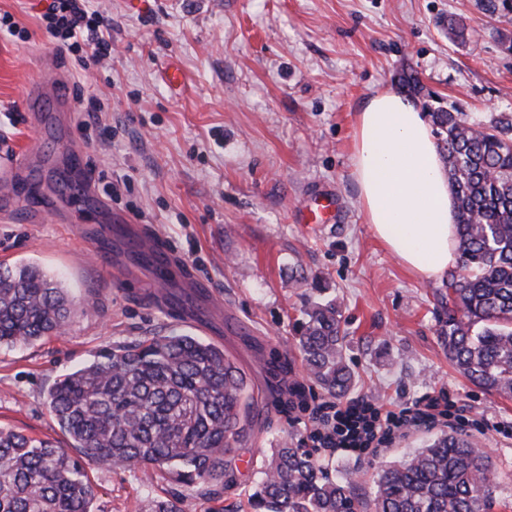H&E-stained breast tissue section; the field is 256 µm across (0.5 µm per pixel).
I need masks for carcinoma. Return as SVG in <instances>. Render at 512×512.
<instances>
[{"mask_svg": "<svg viewBox=\"0 0 512 512\" xmlns=\"http://www.w3.org/2000/svg\"><path fill=\"white\" fill-rule=\"evenodd\" d=\"M456 199L459 263L440 295L448 361L472 382L512 396V114L484 123L430 113ZM73 313L67 289L33 263L0 264V345L59 336ZM307 375L345 395L339 307L312 302L296 327ZM50 412L73 457L0 426V512H93L84 464L159 470L181 484L224 479L226 456L255 411L245 372L224 347L187 335L117 346L59 378ZM491 456L453 432L381 468L371 499L347 476L282 442L248 496L251 512H492Z\"/></svg>", "mask_w": 512, "mask_h": 512, "instance_id": "1", "label": "carcinoma"}]
</instances>
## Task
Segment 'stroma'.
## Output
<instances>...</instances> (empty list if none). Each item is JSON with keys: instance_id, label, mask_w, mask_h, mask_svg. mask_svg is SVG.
<instances>
[{"instance_id": "35a3bbf8", "label": "stroma", "mask_w": 512, "mask_h": 512, "mask_svg": "<svg viewBox=\"0 0 512 512\" xmlns=\"http://www.w3.org/2000/svg\"><path fill=\"white\" fill-rule=\"evenodd\" d=\"M112 26L111 61L81 68L59 50L37 0H0L19 34L0 30V262L39 264L68 289L76 314L56 337L0 346V425L69 448L47 406L62 375L105 349L171 334L223 345L245 372L258 412L220 484L88 467L94 512H138L155 497L182 512H249L265 457L303 428L281 407L308 379L295 328L308 302L336 301L350 396L412 401L446 389L470 409L463 435L496 467L493 512H512V437L479 430L512 421V399L481 389L448 362L440 283L411 274L373 236L353 177L355 114L390 88L420 112L479 121L512 113V0H93ZM473 28L448 39L449 21ZM54 66L66 98L102 105L38 115L24 93ZM180 69V88L164 79ZM93 186L67 202L68 150ZM114 193H107V185ZM336 193L338 221L305 224L304 207ZM174 263L159 284L135 237ZM203 281L195 299L186 272ZM416 431L372 459L332 458L355 492L372 496L381 466L433 438Z\"/></svg>"}]
</instances>
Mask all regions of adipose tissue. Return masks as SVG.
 Returning <instances> with one entry per match:
<instances>
[{
    "label": "adipose tissue",
    "mask_w": 512,
    "mask_h": 512,
    "mask_svg": "<svg viewBox=\"0 0 512 512\" xmlns=\"http://www.w3.org/2000/svg\"><path fill=\"white\" fill-rule=\"evenodd\" d=\"M366 224L423 281L457 261L456 204L431 130L418 107L389 89L355 116L352 155Z\"/></svg>",
    "instance_id": "1"
}]
</instances>
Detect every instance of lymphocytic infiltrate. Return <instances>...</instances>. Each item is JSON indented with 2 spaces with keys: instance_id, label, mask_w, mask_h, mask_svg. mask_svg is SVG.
Returning a JSON list of instances; mask_svg holds the SVG:
<instances>
[{
  "instance_id": "f902f5d3",
  "label": "lymphocytic infiltrate",
  "mask_w": 512,
  "mask_h": 512,
  "mask_svg": "<svg viewBox=\"0 0 512 512\" xmlns=\"http://www.w3.org/2000/svg\"><path fill=\"white\" fill-rule=\"evenodd\" d=\"M47 32L59 48L82 55L86 63L111 58L109 23L89 0H52L43 15ZM291 408L302 415L305 442L318 453L361 460L378 456L408 433L451 426L467 420V406L449 392L428 394L392 408L367 397L344 401L307 394L289 386Z\"/></svg>"
}]
</instances>
